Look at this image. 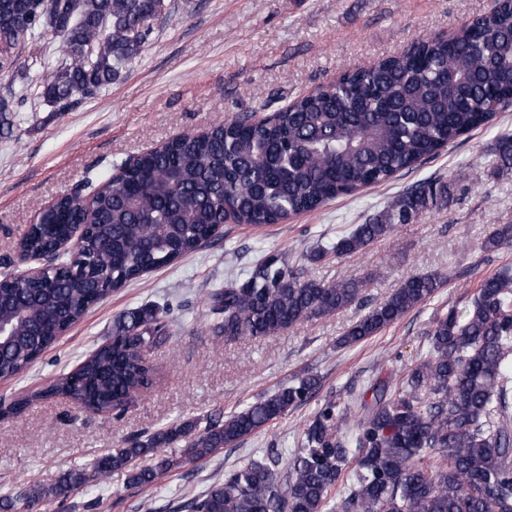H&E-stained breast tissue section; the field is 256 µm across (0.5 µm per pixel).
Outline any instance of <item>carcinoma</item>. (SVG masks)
Returning a JSON list of instances; mask_svg holds the SVG:
<instances>
[{"mask_svg":"<svg viewBox=\"0 0 512 512\" xmlns=\"http://www.w3.org/2000/svg\"><path fill=\"white\" fill-rule=\"evenodd\" d=\"M166 8L165 0H0V74L19 66L21 46L59 33L65 62L42 71L39 89L45 105L68 107L116 80L147 43L149 21ZM509 106L512 0H492L450 37H423L375 65H356L260 124L245 115L170 139L99 176L84 206L61 194L19 249L51 252L85 224L83 249L73 267L45 282L21 273L0 278V324L16 332L0 344V379L26 372L93 306L143 271L216 237L225 213L253 227L282 224L414 170ZM494 153L496 169L512 171L511 135L498 138ZM450 194L445 181L412 186L310 260L361 252L423 211L448 206ZM511 240L506 225L482 246L495 250ZM445 282L438 273L404 279L341 344L377 335ZM359 291L354 279L302 281L272 259L243 283L225 281L206 306L229 342L333 315ZM168 326L164 309L126 313L76 372L33 398L71 397L101 414L124 408L149 384L145 353L168 338ZM429 341L402 377L374 384L372 403L362 396L342 406L326 402L284 479L251 461L192 498L188 512H334L338 488L344 512H512V272L483 279L466 317L450 311L437 318ZM317 385V377L306 376L258 397L198 432L179 458L157 449L187 437L196 426L190 419L100 454L93 469L123 471L129 484L152 487L285 417ZM31 399L16 402L18 411ZM88 482L86 470H67L49 484L30 481L22 499L32 510L64 501Z\"/></svg>","mask_w":512,"mask_h":512,"instance_id":"1","label":"carcinoma"}]
</instances>
